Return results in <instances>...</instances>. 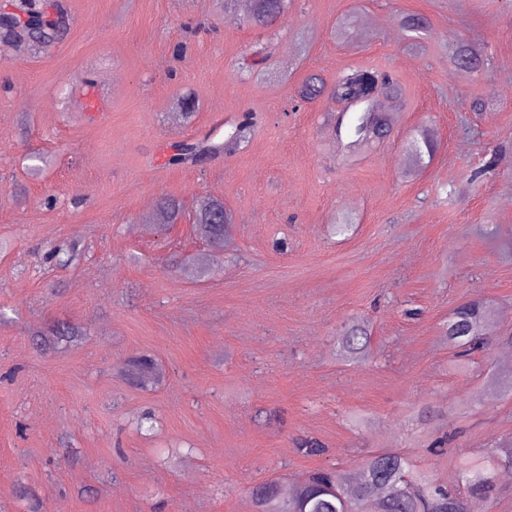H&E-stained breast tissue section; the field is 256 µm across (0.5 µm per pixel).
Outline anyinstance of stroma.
I'll use <instances>...</instances> for the list:
<instances>
[{
	"mask_svg": "<svg viewBox=\"0 0 512 512\" xmlns=\"http://www.w3.org/2000/svg\"><path fill=\"white\" fill-rule=\"evenodd\" d=\"M62 2V39L28 53L0 37V512H253L254 485L383 449L452 486L432 437L512 439V397L490 381L512 333V0H294L273 31L245 0L230 16L216 0ZM463 42L483 71L450 66ZM349 67L399 90L385 136L353 155L336 104L297 96ZM246 112L247 146L168 165L171 144ZM421 129L437 149L412 171ZM199 196L233 215L224 252L194 230ZM59 247L71 265L49 260ZM197 256L210 277L181 271ZM477 297L496 342L460 362L443 329ZM61 322L86 338L59 353L41 335ZM354 325L362 363L338 356ZM140 355L145 387L125 375ZM306 437L323 452L299 451Z\"/></svg>",
	"mask_w": 512,
	"mask_h": 512,
	"instance_id": "stroma-1",
	"label": "stroma"
}]
</instances>
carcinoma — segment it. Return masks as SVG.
<instances>
[{
  "mask_svg": "<svg viewBox=\"0 0 512 512\" xmlns=\"http://www.w3.org/2000/svg\"><path fill=\"white\" fill-rule=\"evenodd\" d=\"M31 0H20L14 19L30 22V43L61 37L66 27L67 14L55 4L59 14L52 16L41 6L30 11ZM288 11V0H249L247 22L255 27L270 28ZM454 70L469 74L481 67L482 51L471 44L460 45L449 57ZM387 92L397 89L389 76L375 68L352 67L336 78L330 89L313 80L299 90L303 101L314 100L325 94L334 102L359 98L356 116L341 128H333L334 136L352 151L355 143L364 139L365 124L374 109L368 96L376 87ZM251 129L249 116L224 129L220 141L205 138L198 142H181L168 156V164L195 165L203 159L241 147L247 142ZM434 140L421 130L409 143L406 153L412 166L420 167L424 157L433 155ZM193 223L196 232L214 247H224L229 235L232 214L224 202L213 197H200L195 202ZM491 314L490 305L483 299L464 303L456 308L448 321L445 335L448 343L463 348L466 355L483 352L492 339L485 334ZM58 342L70 345L83 336L72 325L57 327L51 332ZM338 345L346 358H364L369 355V336L360 328H353L338 337ZM450 462L457 471L454 488L434 482L427 471L418 468L406 454L384 450L370 455L359 469L343 472L335 467L304 475L293 489L284 491L277 480H269L252 488L255 512H467L471 497L490 496L497 472L512 470V441L502 443L487 452L472 453L464 448L456 451Z\"/></svg>",
  "mask_w": 512,
  "mask_h": 512,
  "instance_id": "1",
  "label": "carcinoma"
}]
</instances>
